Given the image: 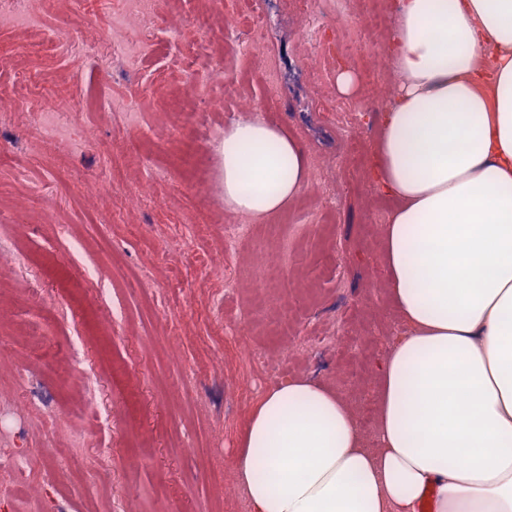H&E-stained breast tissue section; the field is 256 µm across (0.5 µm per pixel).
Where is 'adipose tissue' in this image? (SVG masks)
<instances>
[{
    "instance_id": "adipose-tissue-1",
    "label": "adipose tissue",
    "mask_w": 512,
    "mask_h": 512,
    "mask_svg": "<svg viewBox=\"0 0 512 512\" xmlns=\"http://www.w3.org/2000/svg\"><path fill=\"white\" fill-rule=\"evenodd\" d=\"M398 78L375 178L399 316L374 447L312 377L267 389L235 459L251 512H512V0H399L384 42ZM224 209L284 211L308 160L254 116L224 131Z\"/></svg>"
}]
</instances>
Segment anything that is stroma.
<instances>
[{
  "label": "stroma",
  "instance_id": "obj_1",
  "mask_svg": "<svg viewBox=\"0 0 512 512\" xmlns=\"http://www.w3.org/2000/svg\"><path fill=\"white\" fill-rule=\"evenodd\" d=\"M120 0H50L47 25L104 46ZM398 0H350L327 14L323 46L301 39L299 0L263 8L267 63L243 67L237 34L203 8L161 0L160 26L192 47L157 43L138 68L89 56L72 79L42 31L0 24V457L29 460L37 512H238L234 462L244 424L271 385L321 379L344 397L365 436L376 427L385 353L399 317L383 287V224L394 206L372 178L384 101L344 95L336 76L364 84L359 50L382 59ZM242 79L197 122L185 85L201 80L214 45ZM142 100L143 129L104 110L106 96ZM85 106L65 139L39 143L28 124L44 97ZM296 139L308 182L288 209L250 225L224 249L218 148L244 100ZM196 148L203 192L174 176L183 142ZM69 225L83 248L57 235ZM297 250L285 280L257 271ZM222 275L207 274V267ZM261 364L242 359L245 327ZM43 341L31 348L28 331ZM70 413L67 425L53 415Z\"/></svg>",
  "mask_w": 512,
  "mask_h": 512
}]
</instances>
